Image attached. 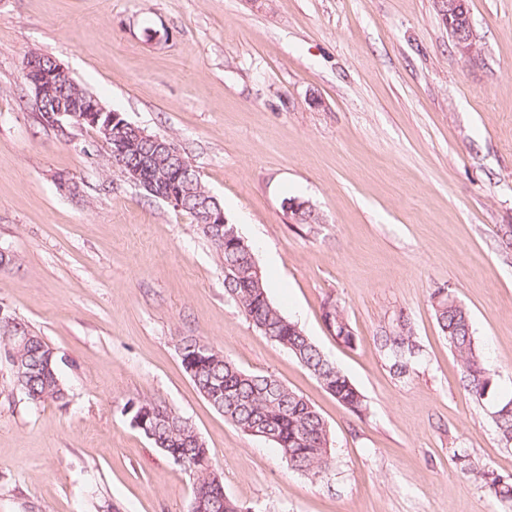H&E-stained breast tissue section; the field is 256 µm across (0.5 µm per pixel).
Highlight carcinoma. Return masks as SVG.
<instances>
[{"label":"carcinoma","instance_id":"1","mask_svg":"<svg viewBox=\"0 0 512 512\" xmlns=\"http://www.w3.org/2000/svg\"><path fill=\"white\" fill-rule=\"evenodd\" d=\"M184 193V211L192 214L203 203L204 188L196 170L189 173ZM203 236L222 256L224 287L246 319L263 335L287 349L298 362L344 407L360 414L366 409L363 395L351 381L325 357L299 325L285 317L267 295L264 279H255L250 263L242 255L221 248L217 234L202 231ZM434 316L448 346L463 368V388L477 402L492 395L493 376L486 368L482 351L474 337L470 313L445 289L431 296ZM324 318L338 340L346 345L355 341L351 325L337 304L326 306ZM22 331L0 324V345L14 352L26 375L20 388L30 402L39 406L47 401H62L66 388L58 373V358L47 359L52 347L25 321ZM29 337L26 345L12 341L15 333ZM380 351L402 367L414 354L415 340L411 322L404 314L377 337ZM184 359L195 367L192 382L198 393L224 419L247 433L259 428L270 435L288 467L320 481L330 478L333 468L330 429L316 408L302 395L289 389L271 374L244 371L224 350L213 344L203 346L194 335L178 337ZM130 417L150 415L148 425L152 443L163 450L194 479L187 512H253L252 508L228 496L222 476L212 464L210 449L194 427L171 407L151 400L127 403ZM494 422L500 441H512V398L495 406ZM457 472L473 480L483 491L512 510V475H501L476 464L469 455H455Z\"/></svg>","mask_w":512,"mask_h":512}]
</instances>
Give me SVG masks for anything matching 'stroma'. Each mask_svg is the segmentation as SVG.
<instances>
[{
    "label": "stroma",
    "mask_w": 512,
    "mask_h": 512,
    "mask_svg": "<svg viewBox=\"0 0 512 512\" xmlns=\"http://www.w3.org/2000/svg\"><path fill=\"white\" fill-rule=\"evenodd\" d=\"M471 21L467 61L435 0H0V247L19 257L0 305L54 348L67 390L33 406L0 353V512H186L192 476L123 413L143 399L193 425L255 512H502L454 455L512 475V445L431 306L445 288L469 310L512 397V0H471ZM31 51L179 146L363 415L249 324L190 214L128 182L95 131L41 123ZM293 197L318 223H294ZM330 302L353 346L324 322ZM400 312L420 348L403 376L375 342ZM189 334L317 408L328 482L198 394L176 351Z\"/></svg>",
    "instance_id": "1"
}]
</instances>
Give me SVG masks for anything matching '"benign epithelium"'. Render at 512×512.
Returning a JSON list of instances; mask_svg holds the SVG:
<instances>
[{
    "instance_id": "1",
    "label": "benign epithelium",
    "mask_w": 512,
    "mask_h": 512,
    "mask_svg": "<svg viewBox=\"0 0 512 512\" xmlns=\"http://www.w3.org/2000/svg\"><path fill=\"white\" fill-rule=\"evenodd\" d=\"M439 14L448 25L456 52L463 59H471L478 53L473 32L459 27L467 16V0H437ZM23 77L33 89L38 111L44 113L45 123L61 128L69 123L92 128L99 140L109 146L112 162L124 171L128 181L150 194L164 188L186 182V170L180 148L172 141L147 133L128 121L120 112L106 108L101 101L89 95L67 92L72 84L69 71L57 60L45 64L37 52L27 54L23 65ZM141 142L153 144L155 154L139 163L131 160ZM201 227L219 231L221 241L229 243L252 264L255 275H261L252 247L240 234L237 225L228 222L224 207L217 199H207L196 212Z\"/></svg>"
}]
</instances>
